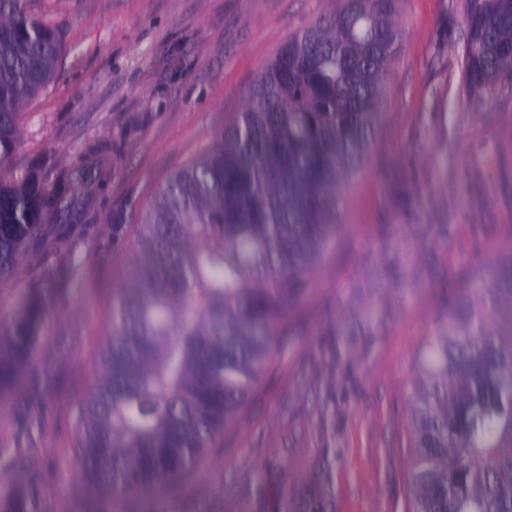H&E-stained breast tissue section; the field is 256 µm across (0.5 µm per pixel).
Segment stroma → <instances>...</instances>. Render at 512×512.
<instances>
[{"mask_svg": "<svg viewBox=\"0 0 512 512\" xmlns=\"http://www.w3.org/2000/svg\"><path fill=\"white\" fill-rule=\"evenodd\" d=\"M336 0H28L60 30L49 85L0 179L97 156L62 236L0 284V317L44 277L69 295L0 392V479L41 512H407L411 382L448 304L512 251V82L462 83L466 0H397L399 52L336 245L239 422L179 488L110 498L73 462L112 297L157 189L245 107L292 35ZM122 227L121 247L112 228Z\"/></svg>", "mask_w": 512, "mask_h": 512, "instance_id": "1", "label": "stroma"}]
</instances>
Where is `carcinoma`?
I'll use <instances>...</instances> for the list:
<instances>
[{
    "label": "carcinoma",
    "instance_id": "1",
    "mask_svg": "<svg viewBox=\"0 0 512 512\" xmlns=\"http://www.w3.org/2000/svg\"><path fill=\"white\" fill-rule=\"evenodd\" d=\"M395 0H342L289 38L235 120L158 189L139 224L135 273L118 288L94 385L79 405L74 462L110 497L161 492L197 470L235 424L272 359L288 315L335 240L345 192L373 143L398 46ZM469 94L512 77L509 0H468ZM58 30L0 0V169L28 100L53 77ZM103 170L81 159L50 189L30 173L0 181V282L47 224H69ZM64 297L31 288L0 318V391L40 345ZM410 512H512V253L473 281L418 358L410 395Z\"/></svg>",
    "mask_w": 512,
    "mask_h": 512
}]
</instances>
